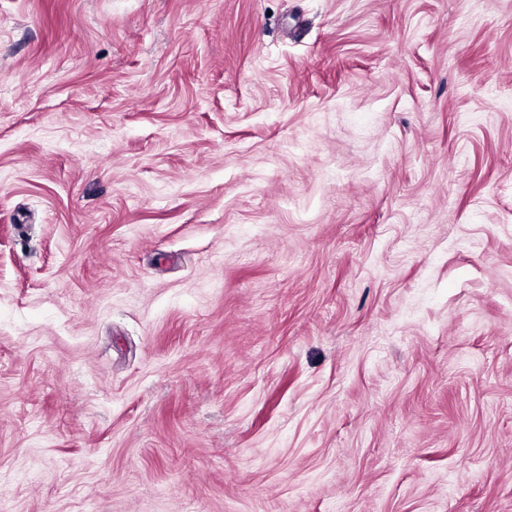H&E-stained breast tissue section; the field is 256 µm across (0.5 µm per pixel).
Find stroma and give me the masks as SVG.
<instances>
[{"label": "stroma", "mask_w": 512, "mask_h": 512, "mask_svg": "<svg viewBox=\"0 0 512 512\" xmlns=\"http://www.w3.org/2000/svg\"><path fill=\"white\" fill-rule=\"evenodd\" d=\"M0 512H512V0H0Z\"/></svg>", "instance_id": "1"}]
</instances>
